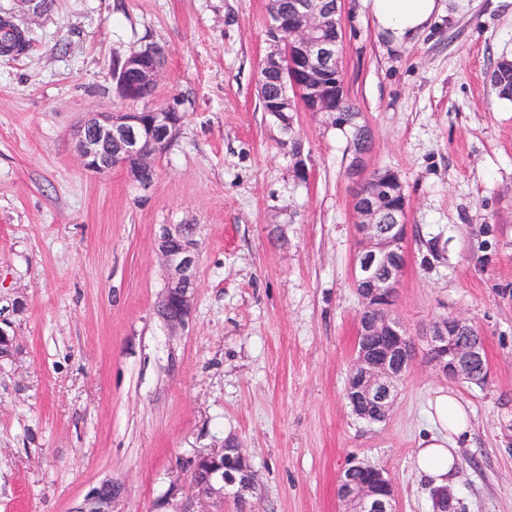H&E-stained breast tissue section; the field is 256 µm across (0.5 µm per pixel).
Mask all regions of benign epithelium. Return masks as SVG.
<instances>
[{"mask_svg":"<svg viewBox=\"0 0 512 512\" xmlns=\"http://www.w3.org/2000/svg\"><path fill=\"white\" fill-rule=\"evenodd\" d=\"M340 22L338 9L329 0H288V12H269L271 50L262 64L263 73L280 79L278 95L269 101L270 112H339L343 85L336 66L338 41L325 32ZM163 61L154 47L130 54L121 69L112 72L121 97L128 101L144 98L158 82ZM174 107L152 110V121L142 120L139 111L88 114L79 130L76 151L83 166L104 175L112 165L123 167L132 179L155 167L161 148L176 139L181 121L170 113ZM367 145L354 148L347 174L360 179L353 208L355 231L360 243L353 267L354 286L363 310L358 319L357 340L363 341L345 386L348 402L362 401L372 412L363 415L371 423L385 420L394 408L397 385L413 364L415 343L404 325L395 318L387 300L396 293L406 253L410 225L407 198L400 180H388L365 171ZM157 251L166 269L162 292L155 310L174 332L188 327L196 289L198 249L195 235L185 236L178 224L161 226ZM427 362L445 379L473 380L471 365L485 356L484 342L476 327L461 316L434 320L425 332ZM366 462L353 458L340 473L337 496L341 512H395L398 492L383 470L368 478L357 473ZM192 468L205 469L203 479H191L199 499H224V488L241 494L256 482L249 459L234 440L197 454ZM115 490L105 489L87 499L80 512H109ZM433 512H453L454 496L446 487L431 493Z\"/></svg>","mask_w":512,"mask_h":512,"instance_id":"benign-epithelium-1","label":"benign epithelium"}]
</instances>
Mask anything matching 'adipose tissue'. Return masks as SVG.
I'll return each mask as SVG.
<instances>
[{
	"mask_svg": "<svg viewBox=\"0 0 512 512\" xmlns=\"http://www.w3.org/2000/svg\"><path fill=\"white\" fill-rule=\"evenodd\" d=\"M371 10L378 31L396 48L416 41L438 13L436 0H372ZM429 423V435L417 444L415 469L431 486H454L458 450L472 439L471 410L454 390L441 389L429 401Z\"/></svg>",
	"mask_w": 512,
	"mask_h": 512,
	"instance_id": "1",
	"label": "adipose tissue"
}]
</instances>
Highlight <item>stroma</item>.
Segmentation results:
<instances>
[{
	"label": "stroma",
	"instance_id": "1",
	"mask_svg": "<svg viewBox=\"0 0 512 512\" xmlns=\"http://www.w3.org/2000/svg\"><path fill=\"white\" fill-rule=\"evenodd\" d=\"M0 0L27 31L0 57V512H76L96 489L110 512H155L170 489L195 500L189 461L236 438L256 474L246 512H339L351 457L378 464L396 512H432L414 469L437 388L472 409L460 512H512V101L489 72L512 58V0H437L410 46L392 47L364 0H340V67L371 131L367 171L391 167L410 234L392 314L416 358L384 422L344 398L361 302L347 174L350 135L323 112L293 115L310 177L264 112L267 0ZM165 58L151 97L128 103L112 64ZM169 106L184 115L148 187L119 167L86 170L77 133L92 112ZM196 227L192 318L155 315L160 225ZM439 255L428 259L426 240ZM468 318L489 379L437 377L423 330Z\"/></svg>",
	"mask_w": 512,
	"mask_h": 512
}]
</instances>
